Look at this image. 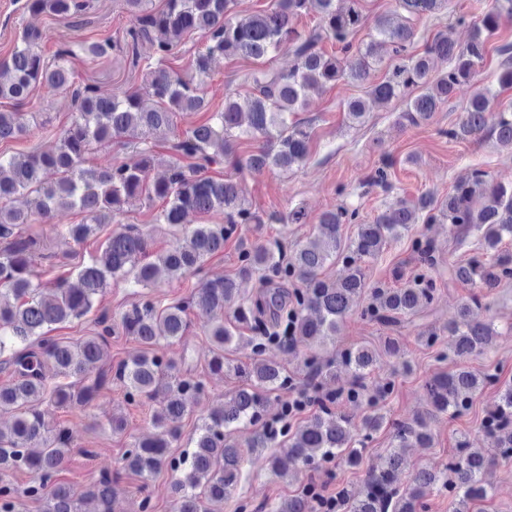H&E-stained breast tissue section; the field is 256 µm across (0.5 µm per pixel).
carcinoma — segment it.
<instances>
[{
	"mask_svg": "<svg viewBox=\"0 0 512 512\" xmlns=\"http://www.w3.org/2000/svg\"><path fill=\"white\" fill-rule=\"evenodd\" d=\"M363 2L275 0L268 11L243 14L235 10V0H165L157 10L148 6V0H125L132 16L126 44L151 43L155 60L145 65L141 84L115 89L110 95L74 82L67 66L72 49L58 50L52 63L46 60L39 49L42 34L35 30L22 31L12 52L0 59V99L23 103L33 86L45 82L70 91L75 103L71 121L52 150L0 153V369L9 373L0 382V413L13 414L10 428L0 429V472L28 471L32 481L26 494L41 501L44 512H80V498L57 478L71 438L66 428L46 421L41 410L46 401L59 407L85 406L114 379L123 385L128 400L149 399L159 381L168 378L171 395L152 416L155 433L127 450L124 466L145 485L164 469L176 473L173 512H216L211 505L224 503V497L232 493L245 462L234 432L258 424L265 396L288 387L283 368L264 357L267 347L286 336L293 337V347L300 341L324 346L335 342L343 322L357 310L372 320L397 325L433 301L435 288L425 274L401 288H368L363 269L366 260L377 257L388 243L411 235L420 222L448 223L460 241L473 237L478 246V254L468 261L448 260L449 282L489 288L512 280V253L503 248L506 240H512V184L498 183L487 172L474 169L444 198L423 193L414 200H393L372 223L359 225L356 236L345 245L341 227L356 223L358 211L342 207L319 216L286 264L274 242L244 248L238 277L256 275L259 281L258 291L247 301L238 300V277L207 279L189 300L163 306L143 292L159 269L179 280L198 270L205 258L224 251V242L237 233L238 225L265 223L247 199L246 177L267 169L299 168L308 161L311 127L297 118V112L304 109L311 90L350 80L367 84L368 96L386 103L417 89L419 94L409 98L406 109L396 116L395 124L405 129L430 120L457 86L474 84L458 123L446 135L481 139L489 133L501 147L512 150V103L500 101L489 87L478 85L487 45L502 17L512 16V0H491L483 7L466 43L440 36L422 54L410 52L414 21L448 9L450 0H395L393 13L375 20L370 41L357 43L354 36L366 22ZM26 7L34 13L74 18L85 14L89 3L27 0ZM310 13L318 16L317 25L308 31L298 29L295 22ZM188 35L198 36L203 47L182 74L168 66V61ZM326 40L333 41L337 51L327 53L322 47ZM386 48L396 63L384 80L376 82L373 76ZM80 49L96 62L121 46L103 38L84 41ZM281 50L293 58L288 70L247 72L244 82L249 91L245 95L226 91L224 108L213 112L210 121L177 132L176 117L209 105L206 79L214 58L262 59ZM498 53L497 83L512 87V43L501 45ZM435 59L448 63V69L432 73ZM346 115L352 124L364 122L366 102H349ZM26 130L25 113L0 111V143ZM242 138L258 141L259 147L248 155L240 154ZM157 140L169 141L172 155L166 173L153 180L150 173ZM115 141L143 145L140 161L133 166L86 165L94 149ZM224 162L236 171V177L208 175ZM25 194L36 195L44 219L61 207L78 209L82 221L60 230L77 243L100 232L134 201L160 202L156 221L171 227L181 226L190 212L204 218L221 211L224 223L196 225L156 262L144 261L149 231L128 224L107 237L99 257L77 266L78 284L65 279L43 283L34 274L35 264L44 258L41 234L29 226L30 215L15 205ZM411 244L428 268L437 266L430 240L414 237ZM338 259L342 275L336 280L323 277L324 268ZM114 281L137 289V299L120 316L123 333L146 346L178 341L188 328L189 310L195 308L213 317L206 328L211 344L208 369L222 373L227 368L246 380L226 398L224 407L202 418L190 437L193 451L187 454L175 457L170 448L181 436L182 420L190 412L189 399L204 392L202 380L175 374L177 364L157 356L135 357L115 366L109 363L95 377H88L87 368L105 359L114 333L104 314L98 320L101 330L93 336L64 342L46 335V328L89 313ZM290 281L301 287L286 288ZM367 292L370 301L362 308ZM245 327L258 331L248 337L250 362L224 360V350L241 338ZM498 336L487 305L476 293L463 299L458 320L448 324V338L462 361L483 355ZM376 360L373 349L357 345L342 351L337 360L313 353L304 368L309 377L320 381H334L342 371L351 373L354 386L347 398L359 400L365 397L364 380ZM49 369L63 381L49 385ZM493 382L489 373L462 367L435 374L426 390L434 412L451 418L466 412L476 395ZM390 390L387 386L368 398V413L359 426L327 405L294 430L287 427L276 437L264 430L257 433L254 444H273L279 436L286 439L287 460L276 455L269 459L274 471L290 462L311 473L321 461L337 457L355 465L360 460L355 434L362 431L367 438L383 426L386 416L379 400ZM483 429L494 439V451L471 448L463 440L447 463L418 469L409 486L402 488L398 484L403 464L399 449L430 448L434 434L426 417L393 423L394 445L387 449L381 465L366 473L358 494L344 499L343 512H429L426 491L434 486L448 497V512H472L474 503L490 493L483 482L485 472L496 459L512 457L511 384L501 389ZM15 493L11 484L0 481V512H14ZM85 496L98 501L99 512H113L112 478L100 477ZM273 512H308V497L301 491L294 493Z\"/></svg>",
	"mask_w": 512,
	"mask_h": 512,
	"instance_id": "obj_1",
	"label": "carcinoma"
}]
</instances>
